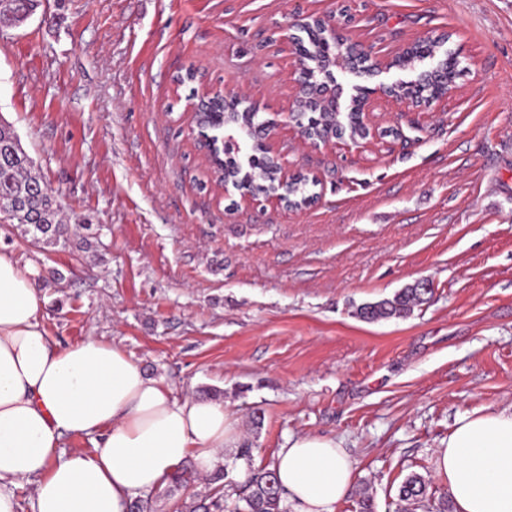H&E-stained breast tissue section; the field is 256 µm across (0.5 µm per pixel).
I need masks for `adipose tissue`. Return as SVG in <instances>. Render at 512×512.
Listing matches in <instances>:
<instances>
[{"mask_svg":"<svg viewBox=\"0 0 512 512\" xmlns=\"http://www.w3.org/2000/svg\"><path fill=\"white\" fill-rule=\"evenodd\" d=\"M29 272L0 253V512L33 485V512H127L187 458L210 472L240 434L223 404L178 400L117 346L87 337L58 347ZM93 436V452L62 441ZM274 467L294 512H336L354 466L334 440L289 438ZM436 467L455 512H512V411L459 416Z\"/></svg>","mask_w":512,"mask_h":512,"instance_id":"ef3b65f1","label":"adipose tissue"}]
</instances>
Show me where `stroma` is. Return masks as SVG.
Here are the masks:
<instances>
[{"mask_svg": "<svg viewBox=\"0 0 512 512\" xmlns=\"http://www.w3.org/2000/svg\"><path fill=\"white\" fill-rule=\"evenodd\" d=\"M308 14L378 62L447 35L464 72L427 109L372 97L365 149L307 147L286 125L282 36ZM191 67L276 125L314 205L217 184L185 110L195 85L172 82ZM0 119L72 218L44 251L0 228L47 332L116 344L177 397L219 391L252 446L223 451L228 498L312 434L354 463L337 512L363 492L400 512L409 474L447 495L435 458L458 415L512 408V0H45L0 31ZM421 279L432 292L409 316H357Z\"/></svg>", "mask_w": 512, "mask_h": 512, "instance_id": "obj_1", "label": "stroma"}]
</instances>
